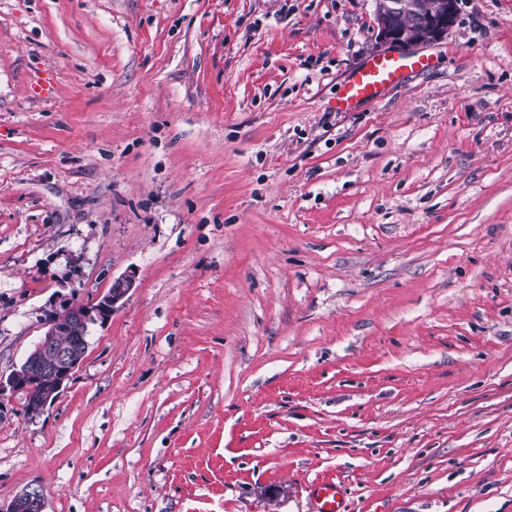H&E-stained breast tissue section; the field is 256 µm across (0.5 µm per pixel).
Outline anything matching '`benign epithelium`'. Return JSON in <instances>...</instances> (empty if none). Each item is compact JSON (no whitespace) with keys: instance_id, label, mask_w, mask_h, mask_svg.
Here are the masks:
<instances>
[{"instance_id":"obj_1","label":"benign epithelium","mask_w":512,"mask_h":512,"mask_svg":"<svg viewBox=\"0 0 512 512\" xmlns=\"http://www.w3.org/2000/svg\"><path fill=\"white\" fill-rule=\"evenodd\" d=\"M381 8L376 11L378 39L383 45L406 50L414 46L430 44L441 39L453 25L457 0H377ZM411 16L416 23V35L404 38L397 27L403 15ZM135 288V277L124 274L112 279L110 288L88 303L68 304L69 319L62 323L50 312L44 318L46 331L36 345V351L29 356L23 370L16 371L7 379L0 378V395L6 390L27 391L42 380L38 364L43 356L52 353L56 370L51 377L54 389L62 393L72 379L80 360L71 348L58 344V336L66 333L81 345L88 336L91 325L105 323L112 318L114 310L123 304ZM45 500L41 487L29 486L16 495L7 505H0V512H44Z\"/></svg>"}]
</instances>
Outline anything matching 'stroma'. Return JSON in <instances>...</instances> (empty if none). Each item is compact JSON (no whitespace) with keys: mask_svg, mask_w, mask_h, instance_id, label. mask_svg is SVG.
Here are the masks:
<instances>
[{"mask_svg":"<svg viewBox=\"0 0 512 512\" xmlns=\"http://www.w3.org/2000/svg\"><path fill=\"white\" fill-rule=\"evenodd\" d=\"M375 0H0V376L114 277L0 504L512 512V0L341 111ZM312 512H348L346 498L340 483L321 480L312 485ZM44 509L45 500L40 485L29 486L7 505H0L1 512H44Z\"/></svg>","mask_w":512,"mask_h":512,"instance_id":"1","label":"stroma"}]
</instances>
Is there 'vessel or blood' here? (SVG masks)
Returning <instances> with one entry per match:
<instances>
[{
  "instance_id": "1",
  "label": "vessel or blood",
  "mask_w": 512,
  "mask_h": 512,
  "mask_svg": "<svg viewBox=\"0 0 512 512\" xmlns=\"http://www.w3.org/2000/svg\"><path fill=\"white\" fill-rule=\"evenodd\" d=\"M428 65V60L421 57L383 55L373 58L340 83L336 106L349 110L362 102H378L387 90L403 82L407 71L422 70ZM311 503L312 512H348L341 485L329 479L313 484Z\"/></svg>"
}]
</instances>
